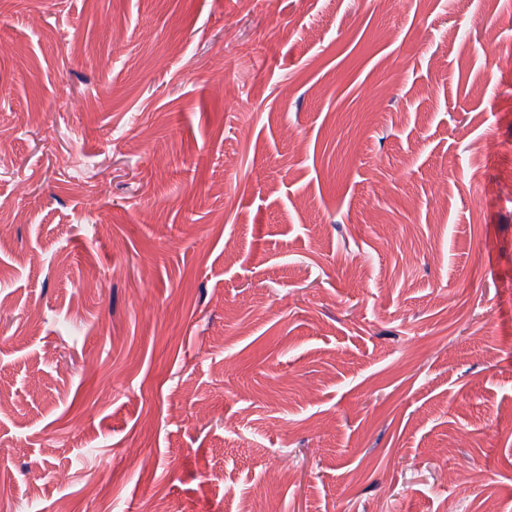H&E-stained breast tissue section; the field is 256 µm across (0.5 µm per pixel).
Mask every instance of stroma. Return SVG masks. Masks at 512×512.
<instances>
[{
    "label": "stroma",
    "instance_id": "35a3bbf8",
    "mask_svg": "<svg viewBox=\"0 0 512 512\" xmlns=\"http://www.w3.org/2000/svg\"><path fill=\"white\" fill-rule=\"evenodd\" d=\"M510 46L512 0H8L0 512H512Z\"/></svg>",
    "mask_w": 512,
    "mask_h": 512
}]
</instances>
